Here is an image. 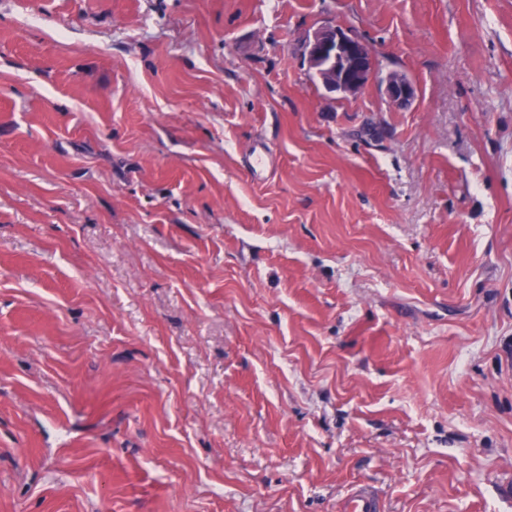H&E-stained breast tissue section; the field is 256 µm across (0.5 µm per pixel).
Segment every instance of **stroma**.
<instances>
[{
  "label": "stroma",
  "mask_w": 512,
  "mask_h": 512,
  "mask_svg": "<svg viewBox=\"0 0 512 512\" xmlns=\"http://www.w3.org/2000/svg\"><path fill=\"white\" fill-rule=\"evenodd\" d=\"M328 23L415 101L328 94ZM510 481L512 0H0V512ZM273 163L270 147L262 141L255 143L249 158V172L255 180L266 177V173Z\"/></svg>",
  "instance_id": "obj_1"
}]
</instances>
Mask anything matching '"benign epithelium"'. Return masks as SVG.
<instances>
[{"label":"benign epithelium","mask_w":512,"mask_h":512,"mask_svg":"<svg viewBox=\"0 0 512 512\" xmlns=\"http://www.w3.org/2000/svg\"><path fill=\"white\" fill-rule=\"evenodd\" d=\"M308 70L317 73L326 89L339 96L355 98L374 81L385 85L389 101L408 106L416 89L403 72L380 75L371 46L351 31L328 24L307 34L301 44Z\"/></svg>","instance_id":"obj_1"}]
</instances>
